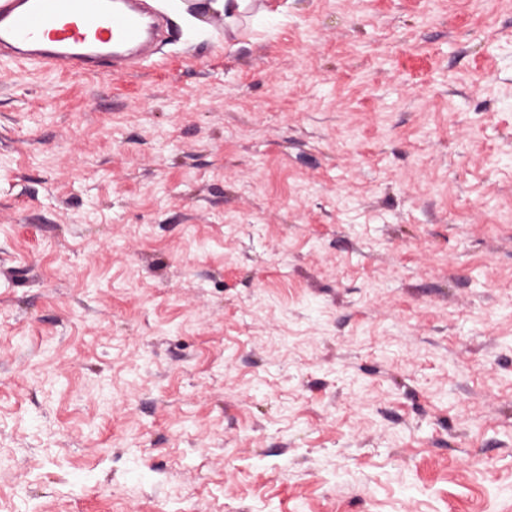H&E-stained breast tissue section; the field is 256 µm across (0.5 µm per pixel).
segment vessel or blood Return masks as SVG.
<instances>
[{
    "label": "vessel or blood",
    "mask_w": 512,
    "mask_h": 512,
    "mask_svg": "<svg viewBox=\"0 0 512 512\" xmlns=\"http://www.w3.org/2000/svg\"><path fill=\"white\" fill-rule=\"evenodd\" d=\"M147 40L143 14L124 0H0V50L17 49L20 62L118 72Z\"/></svg>",
    "instance_id": "1"
}]
</instances>
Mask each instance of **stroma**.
I'll return each mask as SVG.
<instances>
[{"label":"stroma","instance_id":"35a3bbf8","mask_svg":"<svg viewBox=\"0 0 512 512\" xmlns=\"http://www.w3.org/2000/svg\"><path fill=\"white\" fill-rule=\"evenodd\" d=\"M0 58V512H512V0H146ZM123 1L1 0L0 50L29 48L11 57L74 73L121 71L125 53L148 40L143 14ZM209 6L224 16V24L233 28L240 17L250 9L251 0H210Z\"/></svg>","mask_w":512,"mask_h":512}]
</instances>
